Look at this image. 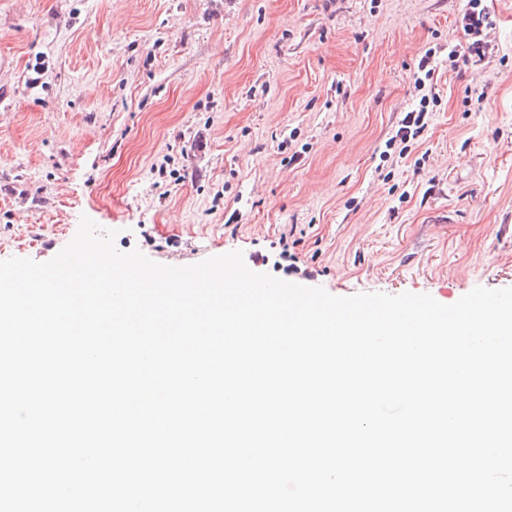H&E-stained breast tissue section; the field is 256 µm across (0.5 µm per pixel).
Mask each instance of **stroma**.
Listing matches in <instances>:
<instances>
[{
	"mask_svg": "<svg viewBox=\"0 0 512 512\" xmlns=\"http://www.w3.org/2000/svg\"><path fill=\"white\" fill-rule=\"evenodd\" d=\"M486 6V59L452 68L464 0H0V260L85 215L336 296L512 286V8ZM429 49L428 126L386 155Z\"/></svg>",
	"mask_w": 512,
	"mask_h": 512,
	"instance_id": "1",
	"label": "stroma"
}]
</instances>
